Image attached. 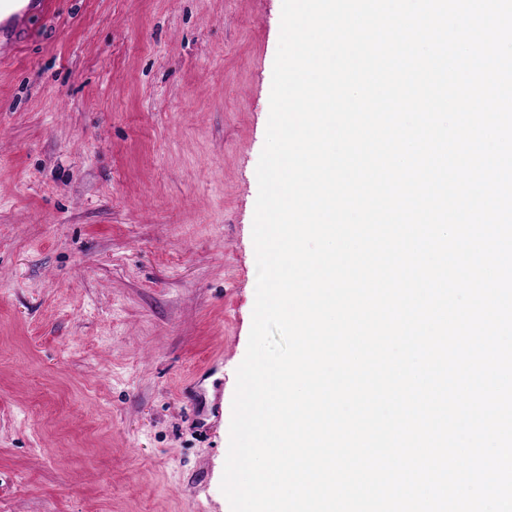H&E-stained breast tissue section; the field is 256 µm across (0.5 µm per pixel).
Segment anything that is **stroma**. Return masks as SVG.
Listing matches in <instances>:
<instances>
[{"label":"stroma","instance_id":"obj_1","mask_svg":"<svg viewBox=\"0 0 512 512\" xmlns=\"http://www.w3.org/2000/svg\"><path fill=\"white\" fill-rule=\"evenodd\" d=\"M282 0H58L0 67V512H230Z\"/></svg>","mask_w":512,"mask_h":512}]
</instances>
